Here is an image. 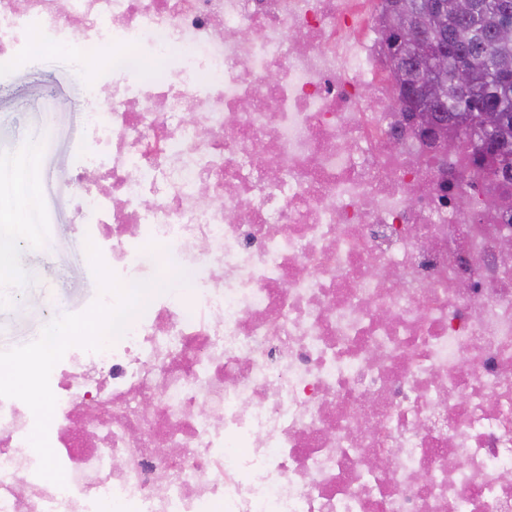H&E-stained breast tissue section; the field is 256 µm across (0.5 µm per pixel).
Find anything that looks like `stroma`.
<instances>
[{
	"mask_svg": "<svg viewBox=\"0 0 512 512\" xmlns=\"http://www.w3.org/2000/svg\"><path fill=\"white\" fill-rule=\"evenodd\" d=\"M89 84L63 59L28 55L0 62V167L11 168L16 150L35 137L30 153L39 192L40 232L46 253L24 254L23 302L0 304V358L39 346L42 328L56 314L81 321L99 306L106 275L93 244L77 228L70 174L89 141Z\"/></svg>",
	"mask_w": 512,
	"mask_h": 512,
	"instance_id": "obj_1",
	"label": "stroma"
}]
</instances>
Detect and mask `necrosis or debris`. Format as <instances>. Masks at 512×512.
<instances>
[{"instance_id":"4bbe7bcc","label":"necrosis or debris","mask_w":512,"mask_h":512,"mask_svg":"<svg viewBox=\"0 0 512 512\" xmlns=\"http://www.w3.org/2000/svg\"><path fill=\"white\" fill-rule=\"evenodd\" d=\"M3 22L91 73L112 289L99 337L0 372V512H512V183L406 119L379 0Z\"/></svg>"}]
</instances>
